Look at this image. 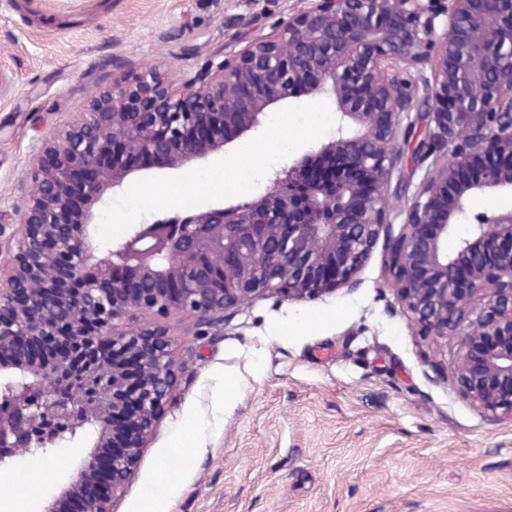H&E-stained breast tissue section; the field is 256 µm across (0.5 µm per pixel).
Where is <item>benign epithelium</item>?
Instances as JSON below:
<instances>
[{"label":"benign epithelium","instance_id":"benign-epithelium-1","mask_svg":"<svg viewBox=\"0 0 512 512\" xmlns=\"http://www.w3.org/2000/svg\"><path fill=\"white\" fill-rule=\"evenodd\" d=\"M186 84L113 78L32 157L23 208L0 209L18 225L0 241V469L86 441L42 512H112L177 390L166 321L220 332L260 297L352 292L380 240L410 325L459 349L433 380L450 373L490 421H512V206L467 209L512 193V0H307ZM301 97L327 99L334 127L264 193L160 212L116 246L97 237L133 176L221 154ZM400 137L424 169L414 186ZM139 312L154 325L127 326ZM111 442L121 451L98 458Z\"/></svg>","mask_w":512,"mask_h":512}]
</instances>
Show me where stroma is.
Listing matches in <instances>:
<instances>
[{
    "mask_svg": "<svg viewBox=\"0 0 512 512\" xmlns=\"http://www.w3.org/2000/svg\"><path fill=\"white\" fill-rule=\"evenodd\" d=\"M0 0V207H22L24 171L41 141L83 111L114 76L153 67L182 89L218 52L272 28L299 0H33L18 15ZM322 98L282 102L258 133L215 161L151 172L103 212L117 243L145 217L144 196L176 211L264 192L267 175L328 133ZM260 166L242 167L254 150ZM351 293L307 302L264 297L223 332L198 335L193 317L168 321L181 366L176 397L114 512H512V422H491L434 383L429 349L401 313L375 247ZM231 400H223L225 380ZM194 428L199 449L181 448ZM84 443L61 448L31 485L0 470V512L24 499L40 512L68 484Z\"/></svg>",
    "mask_w": 512,
    "mask_h": 512,
    "instance_id": "35a3bbf8",
    "label": "stroma"
}]
</instances>
